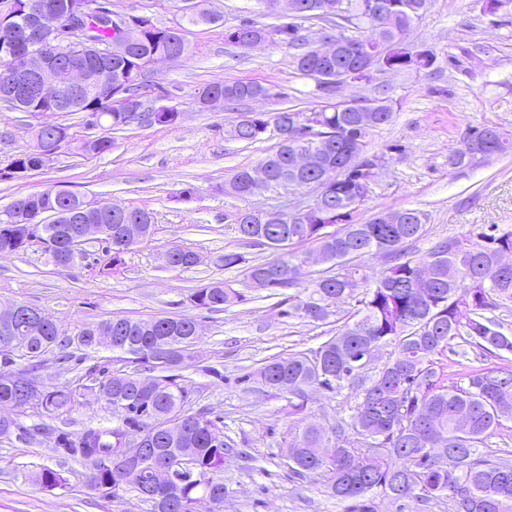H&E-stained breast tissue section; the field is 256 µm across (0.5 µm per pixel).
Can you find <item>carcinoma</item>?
<instances>
[{
  "label": "carcinoma",
  "instance_id": "carcinoma-1",
  "mask_svg": "<svg viewBox=\"0 0 512 512\" xmlns=\"http://www.w3.org/2000/svg\"><path fill=\"white\" fill-rule=\"evenodd\" d=\"M396 8L377 21L361 22L357 35L331 58L315 51L314 42L301 33L297 20L321 18L336 24V0H296L297 14L268 29L247 20L225 33L226 40L243 46L250 40H263L296 50L293 64L299 75L318 80V98L329 90L336 78L363 62L358 44L374 48L381 42H394L408 35L419 17L422 0H383ZM146 28L134 43L133 52L144 55L165 53L171 61L189 54L179 30L158 27L145 19ZM87 29L99 43L112 40V28L97 19ZM433 49L421 46L416 57L396 56L395 68L416 71L435 66ZM223 98L231 106L248 100L284 99L286 94L272 85L256 81L213 83L199 88L195 101L200 107L211 96ZM372 111L359 118L354 112L332 111L320 105L307 111L288 107L274 112H240L232 127L233 137L254 143L274 134L277 149L261 159L258 166L266 173L262 184L254 181L253 168L239 169L225 191L238 197L261 195L272 188H298L318 182L326 169L338 172L328 186L330 209L306 215L307 223L297 224L283 215L275 223L255 221V211L237 213V229L243 239L265 245L272 257L259 264H246L243 255L224 254V268L245 265L248 283L257 289H295L286 299L290 317L325 321L336 315L340 323L336 334L318 348L266 359L257 370L261 383L296 398L294 411L305 410L313 392L338 393L347 388L359 396L355 412L347 425L338 424L326 433L308 426L288 442L286 464L300 480L320 475L329 494L342 505V512H382L384 501L399 503L412 499L426 508L448 500L450 512H512V461L494 458L480 451V445L494 432L512 423V364L497 363L475 368L468 373L467 386L448 383V365L442 360L451 342L460 339L482 355L501 357L512 353V333L498 315L512 306V262L502 255L512 254V228L490 224L491 232L469 230L438 242L422 257L410 255L405 244L424 232L427 215L416 208L384 210L369 221L354 220L356 189L371 179V163L380 158L368 153L374 132L388 124L392 107L385 97L371 99ZM109 129L120 130L134 119L125 112L100 113ZM150 122L163 127L176 124L179 112L162 109L149 116ZM307 122L322 137L326 147L316 167L296 171L289 163L294 148L290 124ZM460 147L448 157V166L464 169L477 161L512 152V134L495 126H470ZM87 154L102 155L112 150V138L101 136L83 142ZM43 168L35 146L18 152L10 169L26 173ZM0 253H18L33 240L44 243L51 259L62 257L57 233L52 225L38 229L14 223L13 206L0 212ZM338 230H331L333 226ZM312 244L329 260V265L313 271L306 281L295 271L307 254L303 246ZM110 253L108 262L98 269L100 275L120 273L121 253ZM384 255L390 266L374 279L366 273L370 257ZM198 254L174 245L163 253L166 265L188 268ZM244 300V295L224 281H212L191 295L199 309L218 311ZM352 309L343 316L338 306ZM0 325V355L12 361L16 352L30 361V367L17 371L0 369V404L14 401L18 388L16 375L31 372L41 359L60 345L62 331L51 320L23 331L3 336ZM78 351L119 350L127 362L156 371L157 390L150 399L137 390L138 371L114 372L97 363L86 368L76 381L41 389L31 403L18 412L39 422L26 426L13 419L0 425V438L13 433L28 437L52 433L45 420L69 414L83 390H93L112 414L115 426L88 427L78 433L60 431L55 437L57 450L78 457L90 469L88 487L104 497L118 498L120 493H138L145 485L157 488L178 485L180 495L172 500L139 497L150 512H196V504L206 499L218 512L224 504L226 488L220 472L224 458L234 450V441L220 436L221 416L187 408V392L180 383V371L193 360H202L200 336L194 320L181 315L148 320L115 317L97 324H85L68 339ZM392 348L390 359L378 369L370 386L364 374L370 366V352ZM90 384H85V381ZM139 433L151 448H160L169 464L153 466L151 458L131 471L115 461L130 434ZM335 439V456L323 458L316 453L325 442ZM188 442L198 449L195 471L179 469V448ZM47 490L65 485L56 470L44 468L33 476Z\"/></svg>",
  "mask_w": 512,
  "mask_h": 512
}]
</instances>
